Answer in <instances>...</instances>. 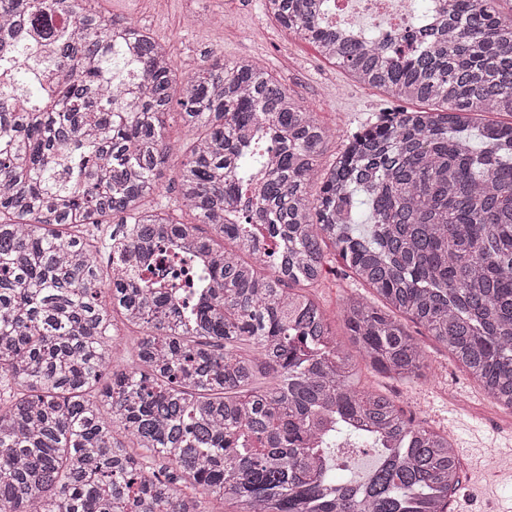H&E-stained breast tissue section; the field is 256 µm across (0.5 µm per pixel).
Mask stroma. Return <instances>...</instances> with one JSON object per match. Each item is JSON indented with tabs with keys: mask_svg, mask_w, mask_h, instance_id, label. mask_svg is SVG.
<instances>
[{
	"mask_svg": "<svg viewBox=\"0 0 512 512\" xmlns=\"http://www.w3.org/2000/svg\"><path fill=\"white\" fill-rule=\"evenodd\" d=\"M105 18H123L149 28L169 41L180 75L187 76L207 58L258 60L310 110L336 131L320 161L329 165L350 132L376 120L387 106L379 89L357 83L317 47L289 32L265 13L264 0H95ZM329 272L311 290L324 309L337 341L346 352L348 338L341 305L353 294L371 291L346 276L340 257H331ZM429 369L426 377L393 378L360 370L363 383L395 399L415 423L448 432L462 463V489L451 512H512V412L494 406L466 370L431 337L419 336ZM495 448L499 469L484 470L488 448Z\"/></svg>",
	"mask_w": 512,
	"mask_h": 512,
	"instance_id": "stroma-1",
	"label": "stroma"
}]
</instances>
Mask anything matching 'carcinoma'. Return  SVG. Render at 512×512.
Returning a JSON list of instances; mask_svg holds the SVG:
<instances>
[{
    "label": "carcinoma",
    "mask_w": 512,
    "mask_h": 512,
    "mask_svg": "<svg viewBox=\"0 0 512 512\" xmlns=\"http://www.w3.org/2000/svg\"><path fill=\"white\" fill-rule=\"evenodd\" d=\"M91 2L0 0V512H448V435L359 386L305 289L332 248L386 306L342 308L373 370L425 375L401 316L512 411V124H472L512 116L499 0H442L390 45L338 42L324 0H265L389 99L327 168L332 131L267 69L180 81ZM175 155L188 221L146 202ZM361 444L376 465L332 480Z\"/></svg>",
    "instance_id": "carcinoma-1"
}]
</instances>
